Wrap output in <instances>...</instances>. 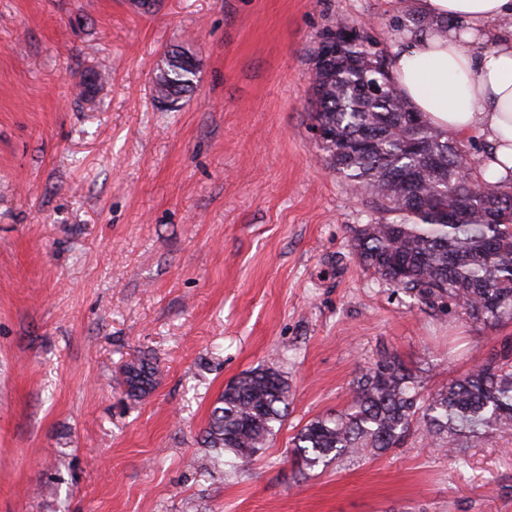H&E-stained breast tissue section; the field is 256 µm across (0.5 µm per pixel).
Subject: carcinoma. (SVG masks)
<instances>
[{
  "mask_svg": "<svg viewBox=\"0 0 512 512\" xmlns=\"http://www.w3.org/2000/svg\"><path fill=\"white\" fill-rule=\"evenodd\" d=\"M433 21L409 16L390 33L419 36ZM169 80L156 86L171 108L191 94L199 68L185 52L171 51ZM311 121L330 138L317 145L328 166L351 182L378 214L353 229V255L421 310L456 307L483 324L512 322V169L489 182L470 148L414 113L397 89L386 53L362 30L341 46L329 68L314 66ZM150 357L127 364L122 383L138 399L157 384ZM349 405L304 425L291 457L312 469L341 457L381 453L401 444L413 428L433 448L462 456L501 429H512V343L506 342L468 372L431 392L398 353L383 349L352 384ZM288 381L262 366L224 387L204 428L203 443L247 468L288 410Z\"/></svg>",
  "mask_w": 512,
  "mask_h": 512,
  "instance_id": "obj_1",
  "label": "carcinoma"
}]
</instances>
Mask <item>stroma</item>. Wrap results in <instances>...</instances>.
<instances>
[{"instance_id": "35a3bbf8", "label": "stroma", "mask_w": 512, "mask_h": 512, "mask_svg": "<svg viewBox=\"0 0 512 512\" xmlns=\"http://www.w3.org/2000/svg\"><path fill=\"white\" fill-rule=\"evenodd\" d=\"M403 0H0V512H512V430L466 451L422 431L299 474L289 442L345 408L379 349L436 390L512 323L429 315L360 267L372 212L311 138L337 20L392 51ZM200 61L162 107L164 52ZM93 98L78 92L90 73ZM159 367L134 400L124 364ZM268 365L288 417L237 473L201 442L225 385Z\"/></svg>"}]
</instances>
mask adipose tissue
<instances>
[{
	"mask_svg": "<svg viewBox=\"0 0 512 512\" xmlns=\"http://www.w3.org/2000/svg\"><path fill=\"white\" fill-rule=\"evenodd\" d=\"M433 20L421 36L396 35L392 76L415 111L450 137L485 148L477 168L490 182L512 168V0H412Z\"/></svg>",
	"mask_w": 512,
	"mask_h": 512,
	"instance_id": "1",
	"label": "adipose tissue"
}]
</instances>
